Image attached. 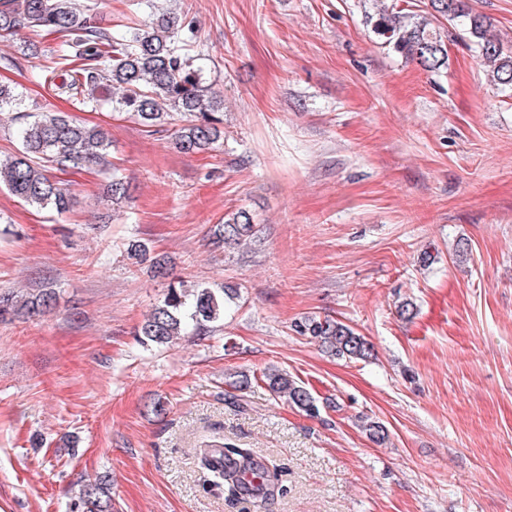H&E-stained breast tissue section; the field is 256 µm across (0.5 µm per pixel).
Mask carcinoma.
Instances as JSON below:
<instances>
[{"mask_svg": "<svg viewBox=\"0 0 512 512\" xmlns=\"http://www.w3.org/2000/svg\"><path fill=\"white\" fill-rule=\"evenodd\" d=\"M459 27L477 49L493 81L512 90V53L503 49L490 32L487 18L470 7L469 0H428L423 15H401L381 8L372 22V32L385 47L403 58L435 71L447 64L448 50L441 34L443 24ZM192 28L185 13H153L143 22H130L118 35L95 21V5L78 9L74 0H0V37H12L27 49L36 48L47 36L56 48L31 66L35 78L54 88L84 109L100 107L99 93L114 89L118 109L134 116L146 128L162 127L174 117L182 125L175 136L176 147L186 154L204 152L221 136L223 100L202 85L190 44L182 32ZM21 104L16 88L0 81V122L23 119L17 130L20 148L0 159V186L28 205L63 214L73 204L68 188L55 172L99 167L111 173L112 202L121 203L128 185L108 160L109 132L101 125L83 124L64 112H27L7 115L5 108ZM255 233L253 216L246 211L230 214L214 230L226 244H239ZM229 288L193 285L171 287L147 315L138 335L142 343L172 344L224 319V295ZM56 292L42 288L19 296L0 293V317L45 313L56 304ZM300 336H310L338 358L365 360L373 346L341 321L329 317H307L294 324ZM263 382L278 398H285L309 415L318 411L310 391L287 373L270 369ZM201 467L209 481L224 488L227 497L264 498L278 479L274 467L248 448H226L211 444L198 449ZM71 512H112L107 481L83 485Z\"/></svg>", "mask_w": 512, "mask_h": 512, "instance_id": "obj_1", "label": "carcinoma"}]
</instances>
